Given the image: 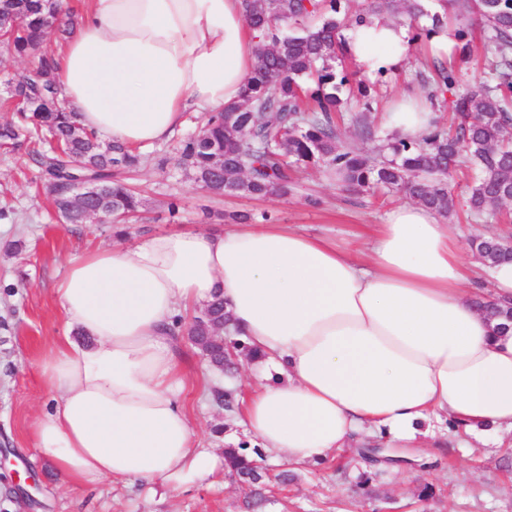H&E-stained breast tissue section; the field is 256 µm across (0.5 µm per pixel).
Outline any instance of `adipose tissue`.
<instances>
[{
  "mask_svg": "<svg viewBox=\"0 0 512 512\" xmlns=\"http://www.w3.org/2000/svg\"><path fill=\"white\" fill-rule=\"evenodd\" d=\"M369 73L403 65L411 30L367 17L342 32ZM242 0H88L57 56L76 121L99 138L148 147L189 112L241 101L256 65ZM404 97L399 136L433 118ZM368 262L335 241L278 224L218 233L168 231L68 260L54 292L67 329L37 361L55 403L34 424L37 448L71 487L103 481L211 485L224 470L198 445L181 401L210 395L176 350L189 311L221 294L232 333L255 355L253 388L233 417L290 467L319 463L368 438L398 450L512 433V329L481 310L457 234L435 212L393 208Z\"/></svg>",
  "mask_w": 512,
  "mask_h": 512,
  "instance_id": "adipose-tissue-1",
  "label": "adipose tissue"
}]
</instances>
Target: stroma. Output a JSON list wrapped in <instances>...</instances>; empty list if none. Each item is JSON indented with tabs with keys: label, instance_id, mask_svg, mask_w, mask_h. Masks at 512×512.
<instances>
[{
	"label": "stroma",
	"instance_id": "stroma-1",
	"mask_svg": "<svg viewBox=\"0 0 512 512\" xmlns=\"http://www.w3.org/2000/svg\"><path fill=\"white\" fill-rule=\"evenodd\" d=\"M427 61L414 47L397 74L380 81L364 76L368 96L353 99L338 121L345 146H364L356 134L359 116L367 118L379 139L390 138L386 108L399 96L422 95L415 75L426 70ZM203 125V113H189L168 141L142 149L143 164L129 176L141 194L140 218L120 229L94 221L61 223L29 156L0 150V206L12 210L9 218L0 219V512H243L246 493L228 477L210 487L154 493L111 482L85 494L72 491L33 439L36 416L52 403L36 373V361L63 336L78 344L84 341L79 332H67L51 291L68 258L95 248L126 246L160 231L231 229L234 214L264 212L295 231L327 236L365 254L375 225L402 203L394 194L346 189L318 168L301 173L285 197L211 195L194 183L180 157L181 141L199 134ZM160 157L165 160L161 168L156 165ZM450 190L462 243L493 231L512 240V222L493 226L467 213L464 178L454 177ZM175 199L181 208L173 217L168 204ZM187 401L203 447L223 448L243 440L241 430L213 400L192 393ZM507 448L512 449L511 438L492 452L473 439L442 450L429 447L419 465L404 471L381 464L367 494L356 487L363 460L357 452H341L337 458L345 467L344 477H336L327 463L297 468L296 482L267 512H512V471L501 462ZM426 482L435 495L422 501L417 487Z\"/></svg>",
	"mask_w": 512,
	"mask_h": 512
}]
</instances>
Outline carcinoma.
<instances>
[{
  "mask_svg": "<svg viewBox=\"0 0 512 512\" xmlns=\"http://www.w3.org/2000/svg\"><path fill=\"white\" fill-rule=\"evenodd\" d=\"M460 17L474 15L482 24L488 77L478 86L455 93L458 73L472 55V32L457 27L456 59L433 57L419 81L431 101L444 99L448 123L433 121L418 139L397 138L378 151L391 158L344 147L336 113L349 105L342 96L351 75L344 62L341 31L352 20L371 14L405 17L417 28L425 18L448 23L447 14H431L424 0H371L366 12L340 13L341 0H245L249 27L258 32L257 65L244 90V103L211 112L204 131L186 141L185 166L195 182L216 195L274 197L288 193L295 171L322 167L350 187L402 193L440 216L453 209L448 177L462 168L475 174L467 205L476 216L493 215L512 199V0H449ZM78 15L64 0H0V46L18 56L38 55L35 74L9 82L3 104L10 121L0 124V147L23 150L36 163L65 224H84L90 213L112 216L138 212L140 200L124 177L140 163L134 149L120 143L101 146L95 132L78 124L60 97L53 77L55 52L74 31ZM85 176L98 189L81 202L70 200L67 180ZM471 247L490 265L512 259V244L501 236L477 237ZM192 337L221 375H232L235 357L253 356L239 339L219 330L229 322L223 299L204 308ZM241 442L224 449V474L250 489V512L274 502V490L256 456Z\"/></svg>",
  "mask_w": 512,
  "mask_h": 512,
  "instance_id": "1",
  "label": "carcinoma"
}]
</instances>
